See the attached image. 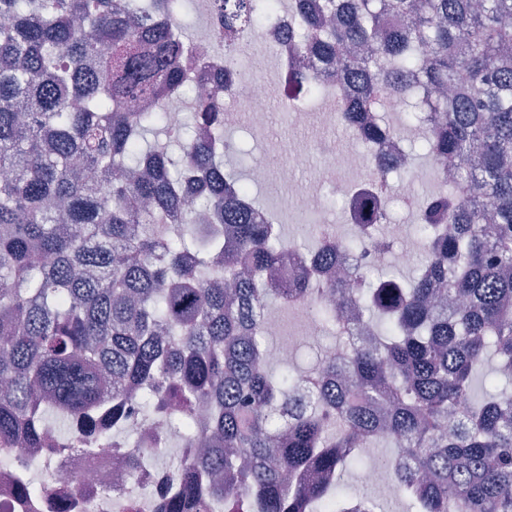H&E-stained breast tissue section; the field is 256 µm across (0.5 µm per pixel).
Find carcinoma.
<instances>
[{
    "label": "carcinoma",
    "mask_w": 512,
    "mask_h": 512,
    "mask_svg": "<svg viewBox=\"0 0 512 512\" xmlns=\"http://www.w3.org/2000/svg\"><path fill=\"white\" fill-rule=\"evenodd\" d=\"M182 2L0 0V441L87 455L175 408L192 442L204 400L207 447L159 512H372L339 494L378 445L415 512H512V387L475 394L492 358L512 376V0H210L223 32L202 35ZM273 8L300 19L286 100L332 92L308 72L326 60L357 91L346 130L371 112L378 143L395 110L419 131L436 187L411 276L326 280L342 250L397 247L388 182L360 193L347 239L297 243L253 220L262 185L225 172L224 87L195 95L189 60L202 41L234 59ZM274 302L313 309L346 352L318 357L310 393L267 360Z\"/></svg>",
    "instance_id": "carcinoma-1"
}]
</instances>
